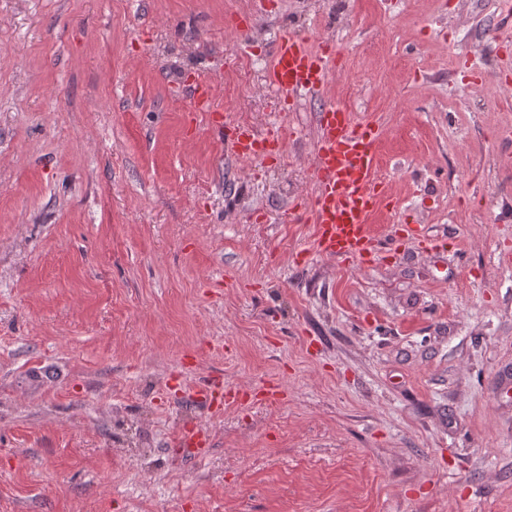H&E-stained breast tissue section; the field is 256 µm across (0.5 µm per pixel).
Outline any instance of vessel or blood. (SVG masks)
<instances>
[{
  "label": "vessel or blood",
  "instance_id": "b4317fda",
  "mask_svg": "<svg viewBox=\"0 0 512 512\" xmlns=\"http://www.w3.org/2000/svg\"><path fill=\"white\" fill-rule=\"evenodd\" d=\"M500 25L495 32L501 73L512 71V0H497ZM271 64L267 83L280 97L283 108H290L298 94H320L337 76L339 50L335 40L323 41L311 49L306 41L283 32L270 48ZM185 90L196 108L212 109L211 86L198 76L187 82ZM317 136L312 149V168L316 192L301 204L300 215L315 226V254L347 264H363L380 249L367 228L368 218L379 202L383 188L376 177V147L383 130L375 124L357 121L351 110L328 105L316 114ZM213 134L231 144L240 160L286 161V135L275 130L266 134L231 121H213ZM401 241L438 250L444 239L429 235L423 225L403 224L397 230ZM191 399L213 408L233 401L221 379L214 378L195 386Z\"/></svg>",
  "mask_w": 512,
  "mask_h": 512
}]
</instances>
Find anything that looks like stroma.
<instances>
[{
  "label": "stroma",
  "instance_id": "35a3bbf8",
  "mask_svg": "<svg viewBox=\"0 0 512 512\" xmlns=\"http://www.w3.org/2000/svg\"><path fill=\"white\" fill-rule=\"evenodd\" d=\"M497 25L496 0H0V512H512V99L467 69ZM284 31L343 48L290 112ZM199 71L286 163L212 136ZM330 103L385 131L363 265L288 219ZM401 224L448 243L390 249ZM213 376L221 411L189 398ZM183 88L189 93L199 111L209 112L210 116L217 112L212 107L211 86L207 78L198 74L194 79L184 84Z\"/></svg>",
  "mask_w": 512,
  "mask_h": 512
}]
</instances>
